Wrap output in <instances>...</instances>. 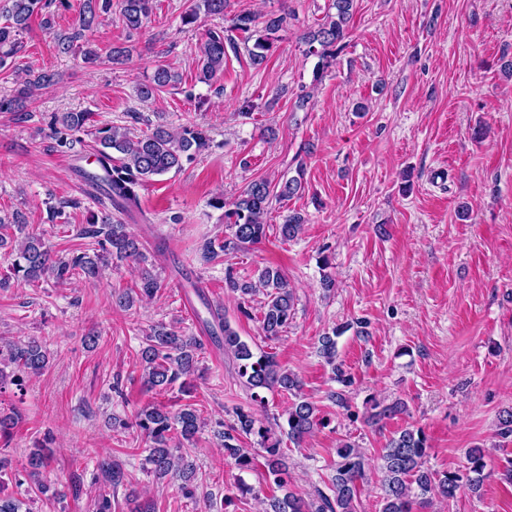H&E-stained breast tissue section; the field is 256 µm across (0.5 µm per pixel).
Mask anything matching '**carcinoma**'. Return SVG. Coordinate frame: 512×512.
Segmentation results:
<instances>
[{
  "label": "carcinoma",
  "instance_id": "1",
  "mask_svg": "<svg viewBox=\"0 0 512 512\" xmlns=\"http://www.w3.org/2000/svg\"><path fill=\"white\" fill-rule=\"evenodd\" d=\"M53 0H9L4 8L5 23L0 26V65L18 54V36L29 28L31 18L41 17L42 27L52 34L59 52L70 53L84 40L85 32L96 26L101 18L112 12V0H82L75 25L67 31L55 29L54 13L50 11ZM227 0H197L193 8L182 16L184 24L195 22L199 12L222 15ZM117 7L128 32H140L151 17L154 0H118ZM334 12L327 13L322 22L308 28L301 35L307 53L318 57L314 81L334 64L344 49L349 24L355 9V0H332ZM287 17L271 13L258 21L251 11H242L232 19V28L255 38L251 59L260 64L280 40L279 32L284 28ZM229 44L224 29H213L206 34L199 47L200 57L197 68L199 81L210 83L224 72L226 48ZM85 63L94 65L101 58L122 65L128 59L129 49L112 47L106 55L98 49L87 47L81 50ZM55 81V74L37 72L17 89L16 95L0 100V111L25 112L26 102L40 88ZM181 83L180 75L159 65L153 74L138 89L143 99H150L168 87ZM94 127V113L63 112L54 117L50 124L49 137L57 145H69L66 132L80 131ZM99 147L96 164L101 173H89L87 178L100 185L110 206L91 216L87 224L79 225V235L92 240V251H72L57 255L52 252L44 239L26 231L18 216H0V248L20 238L16 259L11 275L24 282H38L52 278L58 285L69 283L72 277L88 279L99 275L100 270L113 263L145 259L141 242L129 230V225L112 216V211L130 213L139 207L138 188L156 176L172 170L179 171L183 164L209 147V137L198 127L157 124L137 137L129 135L124 128L105 125L95 127ZM304 189L303 172L283 177L274 183L266 178L251 181L232 201L218 196L210 205L224 210V223L228 235L219 242H208L205 252L213 258L220 252L226 254L245 244H258L267 238L270 225L267 216L273 202L288 200ZM305 217L298 211L290 210L282 216V223L275 225L276 233L283 242H288L301 233ZM225 287L238 295L239 310L245 317H251L250 302L261 294L260 328L267 339H277L288 329L295 315L296 296L288 281L277 268L265 266L250 278H241L233 267L226 269ZM162 288V281L150 270H143L138 281L131 288H122L112 294L113 302L121 308H128L142 297L150 298ZM210 313L223 335L224 352L230 355L237 366L240 383L249 393V402L233 409V423L224 426L217 437L224 448V457L234 460L241 470H251L261 465L265 482L284 491L282 497L269 500L266 512H356L355 502L358 485L365 479L368 461L361 449L349 441L342 442L336 450L338 460L331 465L328 489L317 491L314 497L304 498L288 484V456L282 448L283 441L298 447L315 429L327 424L320 408L303 392V382L298 374L282 368L274 354L261 351L256 353L241 339L230 322L219 309ZM347 326L334 327L318 340V354L332 366L333 380L347 387L352 383L350 375L342 364L336 363V338ZM145 346L141 349L142 380L150 390L168 392L178 389L190 390L192 378L197 371L199 355L203 347L200 340L183 330L163 323L152 324L146 331ZM48 354L44 343L31 337L27 340H4L0 342V379L22 387L23 382L39 375L47 367ZM281 393L290 396L288 408L283 412L285 423L272 421L259 414L265 407L264 392ZM406 411L402 401L385 403L370 400V418L375 421L392 418ZM21 415L0 416V439L9 443L13 430ZM121 427L133 428L145 443V463L150 471L160 478L167 476L179 480L178 490L186 499H195L197 490L196 467L182 453L184 443H191L204 427L200 415L191 404H185L176 411H170L159 404L140 407L133 422H123ZM428 440L423 430L406 427L389 439L380 456L379 470L382 473L380 512H413L415 504L427 502L435 496L446 502L457 497L464 486L478 492L485 478L484 454L479 448H471L467 454L466 471L433 472L425 466L428 456ZM50 457L46 449L38 446L27 456L25 472L28 479L40 493H51L59 500L67 496L66 486L53 485L47 480ZM99 475L109 487L124 483L126 474L115 463L102 460L97 464Z\"/></svg>",
  "mask_w": 512,
  "mask_h": 512
}]
</instances>
